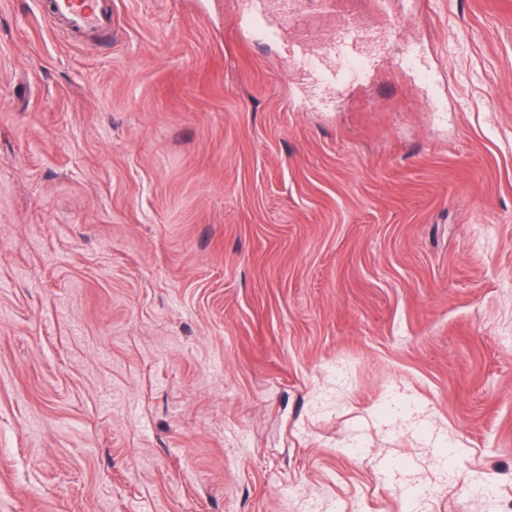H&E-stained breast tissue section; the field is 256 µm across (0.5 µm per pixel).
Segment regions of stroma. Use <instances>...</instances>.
Segmentation results:
<instances>
[{
  "mask_svg": "<svg viewBox=\"0 0 512 512\" xmlns=\"http://www.w3.org/2000/svg\"><path fill=\"white\" fill-rule=\"evenodd\" d=\"M242 11L0 0V512H502L512 0ZM50 13L76 30H103L112 24V10L100 0H50ZM294 0H248L245 10L247 35L254 36L262 32L266 37L275 39L285 29L284 23L291 19L289 14ZM367 33L361 32L353 22H346L339 26L332 37L320 48L318 58L311 54L304 44H295L289 47V59L295 67H300L307 75L321 80L331 87L341 84L340 71L335 67L325 65L324 58L329 53L350 57L354 60L364 59L370 55L373 40Z\"/></svg>",
  "mask_w": 512,
  "mask_h": 512,
  "instance_id": "1",
  "label": "stroma"
}]
</instances>
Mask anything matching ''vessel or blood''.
<instances>
[{
  "instance_id": "vessel-or-blood-1",
  "label": "vessel or blood",
  "mask_w": 512,
  "mask_h": 512,
  "mask_svg": "<svg viewBox=\"0 0 512 512\" xmlns=\"http://www.w3.org/2000/svg\"><path fill=\"white\" fill-rule=\"evenodd\" d=\"M293 5L294 0H248L245 11L248 35L260 32L268 38H278L290 19ZM50 12L76 30H102L112 24V11L102 7L101 0H50ZM372 48L370 36L347 22L321 47L319 56H312L306 45L295 44L289 48V59L307 75L337 87L341 84L340 72L325 65L323 56L338 54L360 60L369 56Z\"/></svg>"
}]
</instances>
